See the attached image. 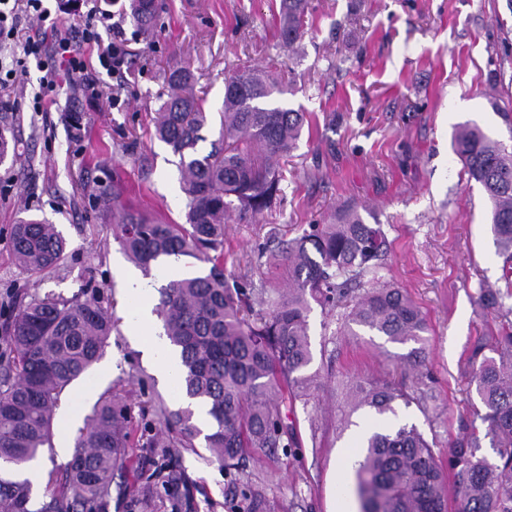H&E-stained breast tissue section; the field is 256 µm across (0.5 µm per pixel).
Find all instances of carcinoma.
I'll list each match as a JSON object with an SVG mask.
<instances>
[{"label":"carcinoma","instance_id":"1","mask_svg":"<svg viewBox=\"0 0 512 512\" xmlns=\"http://www.w3.org/2000/svg\"><path fill=\"white\" fill-rule=\"evenodd\" d=\"M307 0H280L279 39L291 47L301 37ZM126 15L139 31L157 20V0H129ZM186 70L176 69L177 92L160 108L155 136L178 157L186 196L185 223L154 220L120 203L122 187L98 189L95 199L112 209L116 242L148 276L166 257H190L209 265L204 275L184 276L161 289L156 307L169 344L180 354V382L188 398L210 416L202 434L194 410L162 403L153 421L133 420L124 394L100 398L74 440L58 485L39 512H93L107 503L116 472L126 468L131 448H192L204 436L210 459L224 466L228 489L243 459L295 448L294 429L280 405L305 395L313 382L309 334L312 305L346 309L345 327L381 334L393 343L413 342L418 363L425 357L426 318L405 291L382 280L387 241L380 226L366 224L356 209L336 212L326 224L270 254L288 268V288L264 280L232 288L224 277V224L236 215L255 217L282 195L280 158L298 147L306 116L275 102L289 93L263 70L233 75L224 84V112L217 140L206 155L196 151L208 123L188 91ZM14 116L0 113V164L16 161L8 134ZM454 152L466 182L479 184L491 203L490 231L504 256L506 292L483 291L480 302L504 307L512 298V152L478 124L460 125ZM67 242L45 219L14 225L16 264L32 273L59 266ZM372 286L365 287V278ZM86 282L70 297L15 295L16 311L0 328V463L20 467L53 447V419L62 394L105 352L115 328L101 298ZM473 383L482 410L479 422L448 446L442 459L416 426L374 431L360 442L354 465L360 512H448L445 486L452 478L454 512H512V323L471 352ZM422 378L409 386L354 377L347 385L353 411L389 420L399 404H423ZM491 439L495 458L481 453L480 431ZM32 483L0 475V512H30Z\"/></svg>","mask_w":512,"mask_h":512}]
</instances>
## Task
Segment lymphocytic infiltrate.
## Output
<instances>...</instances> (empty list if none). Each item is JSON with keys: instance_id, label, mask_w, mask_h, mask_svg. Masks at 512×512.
I'll use <instances>...</instances> for the list:
<instances>
[{"instance_id": "lymphocytic-infiltrate-1", "label": "lymphocytic infiltrate", "mask_w": 512, "mask_h": 512, "mask_svg": "<svg viewBox=\"0 0 512 512\" xmlns=\"http://www.w3.org/2000/svg\"><path fill=\"white\" fill-rule=\"evenodd\" d=\"M26 17L36 19L42 33L26 38L21 56L8 62L0 59V112L13 110L11 90L23 78L28 60H41L49 52L54 53L60 65L44 68L39 87L32 95L31 109L35 112L48 111L51 96L64 82L78 87L87 97L101 95L100 81L86 56L87 49L97 48L100 68L107 73L120 75L127 70L129 53L121 23H110L107 33H100L101 18L91 10L78 14L76 23L65 33L59 17L53 16L45 0H25L21 5L14 0H0V43L16 40Z\"/></svg>"}]
</instances>
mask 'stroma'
Returning <instances> with one entry per match:
<instances>
[{
    "label": "stroma",
    "instance_id": "stroma-1",
    "mask_svg": "<svg viewBox=\"0 0 512 512\" xmlns=\"http://www.w3.org/2000/svg\"><path fill=\"white\" fill-rule=\"evenodd\" d=\"M150 34L130 42L124 75H101V96L85 97L72 85L54 96L49 111H30L38 69L16 89L17 161L0 165V324L12 295L77 292L93 274L104 306L117 322L98 364L60 400L90 414L96 394L127 382L132 411L163 400L176 402L160 384L154 364L128 336L124 294L129 262L113 239L111 212L89 200L87 185L121 181L125 201L143 213L183 221L185 195L177 158L154 136L160 105L173 92L170 74L183 68L209 114L198 153L217 139L226 76L263 69L290 83L284 105L310 123L297 149L281 159L283 194L263 215L229 222L224 236L228 281L264 279L281 287L285 269H272L266 253L310 224L325 223L342 208H357L380 225L389 243L383 274L425 314L427 370L432 397L426 408L399 406L445 454L463 435L481 404L475 392L471 349L512 322V313L478 306L484 289L503 285V258L491 235L483 189L460 178L453 151L457 127L481 126L512 146V0H309L303 36L281 46L279 0H157ZM81 117L72 130L65 113ZM152 165L142 179L140 156ZM55 224L67 240V257L54 270L33 274L15 264L10 232L19 217ZM318 380L305 400L286 402L297 456L252 458L240 487H256L274 512H341L358 508L353 477L342 465L356 450L346 384L351 377L400 379L410 345L359 331L337 335L335 315L313 307L309 316ZM111 374H103L104 366ZM183 475L167 485L170 472ZM219 464L205 448L134 449L116 475L104 512H244L243 497L227 490Z\"/></svg>",
    "mask_w": 512,
    "mask_h": 512
}]
</instances>
